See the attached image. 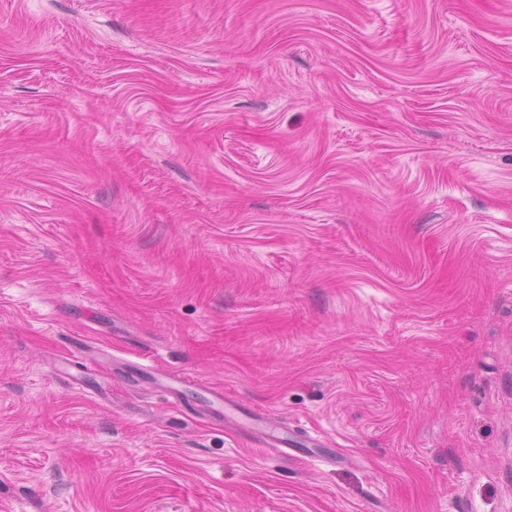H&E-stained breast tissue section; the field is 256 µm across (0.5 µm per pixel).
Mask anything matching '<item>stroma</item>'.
I'll return each mask as SVG.
<instances>
[{"label":"stroma","mask_w":512,"mask_h":512,"mask_svg":"<svg viewBox=\"0 0 512 512\" xmlns=\"http://www.w3.org/2000/svg\"><path fill=\"white\" fill-rule=\"evenodd\" d=\"M0 512H512V0H0Z\"/></svg>","instance_id":"1"}]
</instances>
